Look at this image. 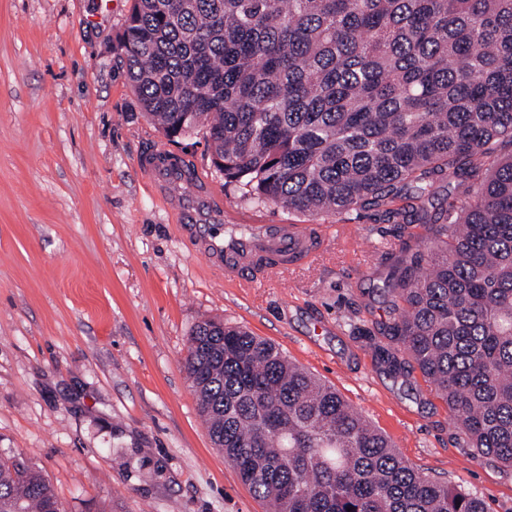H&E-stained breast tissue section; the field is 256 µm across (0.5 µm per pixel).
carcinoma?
Masks as SVG:
<instances>
[{
  "label": "carcinoma",
  "instance_id": "carcinoma-1",
  "mask_svg": "<svg viewBox=\"0 0 512 512\" xmlns=\"http://www.w3.org/2000/svg\"><path fill=\"white\" fill-rule=\"evenodd\" d=\"M150 121L204 131L216 170L287 211L380 209L434 230L398 259L389 322L468 447L512 469V0H132L119 38ZM440 181L470 201L434 206ZM185 369L211 439L270 512H488L411 466L343 397L239 326L192 330ZM0 512H62L0 457Z\"/></svg>",
  "mask_w": 512,
  "mask_h": 512
}]
</instances>
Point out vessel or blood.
I'll return each instance as SVG.
<instances>
[{
	"mask_svg": "<svg viewBox=\"0 0 512 512\" xmlns=\"http://www.w3.org/2000/svg\"><path fill=\"white\" fill-rule=\"evenodd\" d=\"M140 166L155 192L166 201L177 223L197 243V252L227 278L253 269L257 277L311 258L327 228L322 224H261L252 213L226 209L212 182L188 159L153 151ZM245 224L250 236L225 240V224Z\"/></svg>",
	"mask_w": 512,
	"mask_h": 512,
	"instance_id": "1",
	"label": "vessel or blood"
}]
</instances>
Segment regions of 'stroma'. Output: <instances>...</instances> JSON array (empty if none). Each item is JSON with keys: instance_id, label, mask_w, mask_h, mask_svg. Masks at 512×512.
<instances>
[{"instance_id": "obj_1", "label": "stroma", "mask_w": 512, "mask_h": 512, "mask_svg": "<svg viewBox=\"0 0 512 512\" xmlns=\"http://www.w3.org/2000/svg\"><path fill=\"white\" fill-rule=\"evenodd\" d=\"M132 0H0V455L39 468L65 512H265L215 448L184 370L217 318L274 343L385 432L418 471L512 512V470L468 448L420 372L390 374L387 276L424 225L327 216L314 257L266 281L224 279L181 235L139 165L182 153L225 206L261 204L139 107L115 45Z\"/></svg>"}]
</instances>
